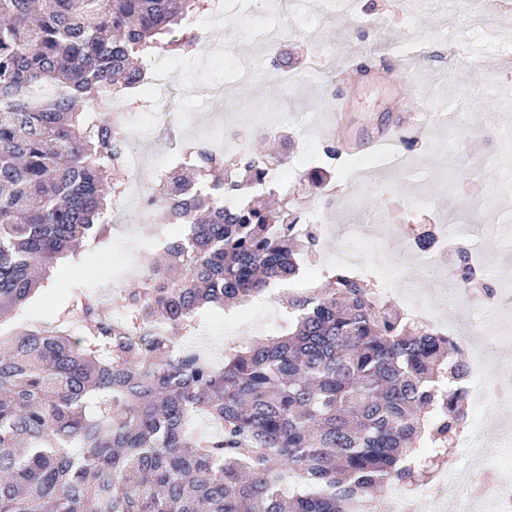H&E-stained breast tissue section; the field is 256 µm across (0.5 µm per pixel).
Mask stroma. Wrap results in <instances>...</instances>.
Here are the masks:
<instances>
[{
	"mask_svg": "<svg viewBox=\"0 0 512 512\" xmlns=\"http://www.w3.org/2000/svg\"><path fill=\"white\" fill-rule=\"evenodd\" d=\"M348 2L343 11L324 0H229L223 19L207 22L202 33L237 62L216 56L198 68L190 56L173 60L168 92L177 109L157 115L152 135L132 142L145 161L140 178L153 187L160 165H171L185 145L208 140L222 127L262 121L299 143L304 117H311L316 133L336 121L343 136L330 143L341 157L345 140L362 145L385 130H399L402 143L370 157V180L338 174L325 188L299 189L300 202L319 212L326 230L318 257L304 261L301 281L320 285L337 233L366 226L384 247L381 254H367L365 283L376 286L385 274L400 278L423 319L470 329L472 344H489L492 371H504L512 365V193H503L501 176L512 172V142L499 134L512 129V56L500 47L512 37V0H488L479 21L474 0ZM282 70L291 83L274 81ZM378 71L387 80H374ZM400 94L423 97L424 126H415L397 106ZM451 112L456 122H444ZM448 222L468 225L482 245L496 293L493 317H484L477 299L456 287L455 248L425 263L407 246L423 227ZM161 227L171 234L182 230L165 224L158 210L128 212L112 226L108 249H83L60 260L44 289L13 313L11 326L58 325L75 288L109 296L138 287L140 276L122 272L121 264H139ZM245 311L242 305L204 309L190 343L222 355L265 340L261 330L231 335L229 325L244 322ZM487 507L486 488L476 482L436 504L417 493L410 512Z\"/></svg>",
	"mask_w": 512,
	"mask_h": 512,
	"instance_id": "obj_1",
	"label": "stroma"
}]
</instances>
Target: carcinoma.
Listing matches in <instances>:
<instances>
[{
	"mask_svg": "<svg viewBox=\"0 0 512 512\" xmlns=\"http://www.w3.org/2000/svg\"><path fill=\"white\" fill-rule=\"evenodd\" d=\"M203 9L0 0V322L58 260L106 240L129 133L85 106L122 84L136 103L152 56L199 52L189 20ZM279 140L274 155L233 159L187 145L151 192L184 232L160 239L141 286L73 293L63 320L76 336L0 335V512H358L448 455L467 419L458 346L342 268L289 294L279 335L222 365L177 346L199 310L299 279L323 245L280 185L255 190L288 163ZM459 271L467 285L487 276L465 248ZM201 416L204 435L191 429Z\"/></svg>",
	"mask_w": 512,
	"mask_h": 512,
	"instance_id": "obj_1",
	"label": "carcinoma"
}]
</instances>
